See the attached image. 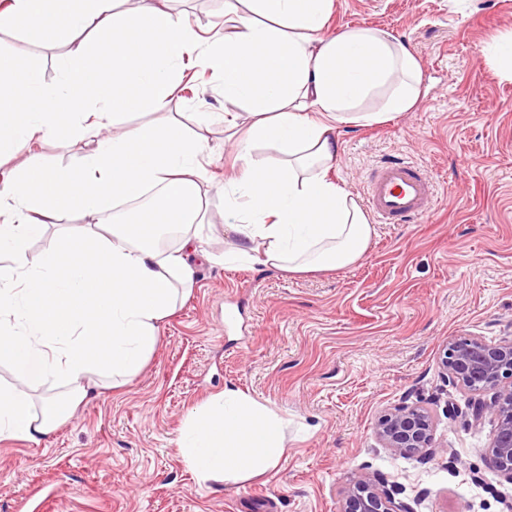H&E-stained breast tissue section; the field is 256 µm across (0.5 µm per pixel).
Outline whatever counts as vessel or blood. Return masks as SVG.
Segmentation results:
<instances>
[{
  "label": "vessel or blood",
  "mask_w": 512,
  "mask_h": 512,
  "mask_svg": "<svg viewBox=\"0 0 512 512\" xmlns=\"http://www.w3.org/2000/svg\"><path fill=\"white\" fill-rule=\"evenodd\" d=\"M366 204L376 223L411 224L428 217L437 201L436 186L414 162L383 161L366 182Z\"/></svg>",
  "instance_id": "b4317fda"
}]
</instances>
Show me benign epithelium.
<instances>
[{"label": "benign epithelium", "mask_w": 512, "mask_h": 512, "mask_svg": "<svg viewBox=\"0 0 512 512\" xmlns=\"http://www.w3.org/2000/svg\"><path fill=\"white\" fill-rule=\"evenodd\" d=\"M439 368L447 381L475 394L469 424L496 422L489 442L490 459L512 483V338L487 342L475 336H453L439 353ZM381 448L398 454L417 453L424 459L442 458L448 449L436 445L434 422L421 406L403 405L383 414L375 426ZM339 512H415L395 499L378 474L351 480L343 491Z\"/></svg>", "instance_id": "1"}]
</instances>
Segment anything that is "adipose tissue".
<instances>
[{
	"mask_svg": "<svg viewBox=\"0 0 512 512\" xmlns=\"http://www.w3.org/2000/svg\"><path fill=\"white\" fill-rule=\"evenodd\" d=\"M334 0H224L223 38L200 40L163 0H7L0 32L71 46L48 83L22 47L0 48V440L37 444L89 395L92 380L123 387L155 352L158 324L189 296L191 256L293 273L355 264L373 226L330 177L337 130L411 111L421 67L409 45L367 28L335 34ZM219 73L224 123L241 166L224 181V232L235 244L203 251L204 137L166 113L190 55ZM147 122L123 127L125 116ZM94 139L72 166L42 162L37 143ZM111 223H103L104 214ZM85 223L82 234L63 216ZM56 234L32 254L49 226ZM178 245L161 246L170 228ZM63 392L34 408L27 385ZM176 445L198 483L244 482L287 451L284 420L227 388L187 416Z\"/></svg>",
	"mask_w": 512,
	"mask_h": 512,
	"instance_id": "ef3b65f1",
	"label": "adipose tissue"
}]
</instances>
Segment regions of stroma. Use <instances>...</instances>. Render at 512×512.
<instances>
[{
	"instance_id": "35a3bbf8",
	"label": "stroma",
	"mask_w": 512,
	"mask_h": 512,
	"mask_svg": "<svg viewBox=\"0 0 512 512\" xmlns=\"http://www.w3.org/2000/svg\"><path fill=\"white\" fill-rule=\"evenodd\" d=\"M330 27H370L409 44L421 66L415 108L338 130L332 178L357 202L381 161L421 163L438 190L418 224H378L356 264L288 273L204 264L159 324L160 343L125 388H97L41 444L0 441V512H338L364 473L398 486L416 512H507L512 483L487 454L493 421H465L471 393L447 383L438 353L452 336L512 337V78L487 48L512 32V0H334ZM202 38L224 33V0H171ZM188 93L169 106L196 130L220 112L218 78L189 62ZM209 208L202 246L224 252L220 189L239 166L224 124L207 133ZM243 391L287 420L288 451L245 482L198 484L176 439L211 394ZM433 416L446 459L380 448L374 426L403 404Z\"/></svg>"
}]
</instances>
